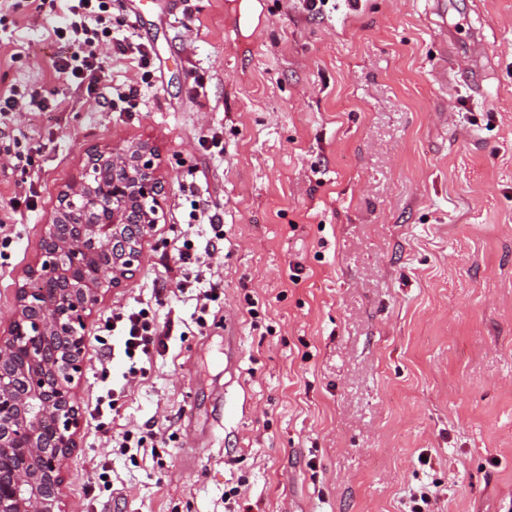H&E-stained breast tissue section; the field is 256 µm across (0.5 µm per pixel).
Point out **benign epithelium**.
Returning a JSON list of instances; mask_svg holds the SVG:
<instances>
[{
    "label": "benign epithelium",
    "mask_w": 512,
    "mask_h": 512,
    "mask_svg": "<svg viewBox=\"0 0 512 512\" xmlns=\"http://www.w3.org/2000/svg\"><path fill=\"white\" fill-rule=\"evenodd\" d=\"M163 194L155 150L115 145L88 155L42 225L26 279L52 278L57 303L48 311L20 286L0 333V512H65L63 469L84 423L73 383L86 321L140 266Z\"/></svg>",
    "instance_id": "1"
}]
</instances>
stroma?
Masks as SVG:
<instances>
[{
    "instance_id": "1",
    "label": "stroma",
    "mask_w": 512,
    "mask_h": 512,
    "mask_svg": "<svg viewBox=\"0 0 512 512\" xmlns=\"http://www.w3.org/2000/svg\"><path fill=\"white\" fill-rule=\"evenodd\" d=\"M68 6L0 0V93L60 102L0 119V331L88 152L145 141L165 207L88 320L82 410L126 369L113 309L172 332L105 430L85 420L66 512H225L233 486L252 512H407L423 485L432 512H512V0H110L151 52L136 112L105 102L129 61L91 94L57 78ZM186 235L217 246L205 306L173 287Z\"/></svg>"
}]
</instances>
